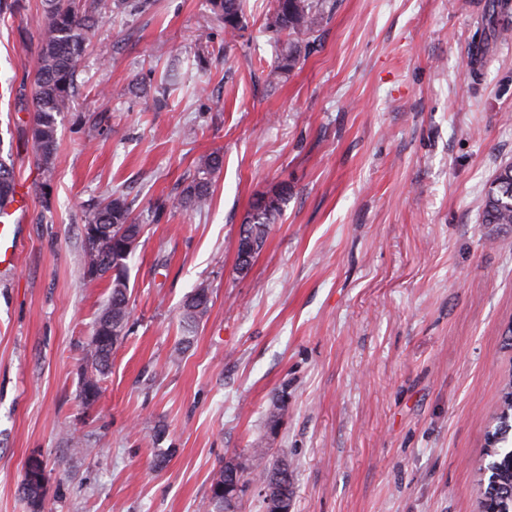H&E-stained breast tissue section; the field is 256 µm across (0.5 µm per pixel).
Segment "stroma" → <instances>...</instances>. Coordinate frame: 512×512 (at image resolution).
Instances as JSON below:
<instances>
[{"mask_svg": "<svg viewBox=\"0 0 512 512\" xmlns=\"http://www.w3.org/2000/svg\"><path fill=\"white\" fill-rule=\"evenodd\" d=\"M41 8L0 17V150L31 186L18 267L0 277V512H205L219 465L257 446L288 459L291 512H480L512 371V230L482 221L512 162V0H337L278 84L270 0H246L232 39L209 0L104 12L48 176L20 85ZM216 149L209 208L172 210ZM279 183L288 204L239 273L251 201ZM117 186L144 232L130 331L88 408L80 369L109 290L83 274L82 224ZM202 282L210 308L187 335ZM33 458L37 508L21 492ZM211 289L205 283H200L194 288L182 306L183 327H194L206 316L211 302ZM203 307L199 309L200 305Z\"/></svg>", "mask_w": 512, "mask_h": 512, "instance_id": "stroma-1", "label": "stroma"}]
</instances>
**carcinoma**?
Returning a JSON list of instances; mask_svg holds the SVG:
<instances>
[{
    "label": "carcinoma",
    "instance_id": "obj_1",
    "mask_svg": "<svg viewBox=\"0 0 512 512\" xmlns=\"http://www.w3.org/2000/svg\"><path fill=\"white\" fill-rule=\"evenodd\" d=\"M214 13L224 22V32L235 37L244 28L243 0H210ZM153 0H43L39 20V50L32 76L34 95L31 103L29 133L35 147L38 168L50 172L59 146L57 118L68 111L77 88L76 62L86 50L84 33L96 16L116 8L130 15L142 14ZM336 0H271L266 29L274 34L276 60L266 80L274 83L288 75L309 53L323 29ZM223 166V155L216 151L198 157L194 173L183 189L171 200L175 211L202 212L209 206L213 175ZM16 176L13 165L0 157V210L15 201ZM288 184L280 183L253 201L241 229L265 244L270 226L288 203ZM483 222L499 229L512 227V163L495 172L485 195ZM143 225L131 216L123 194L112 193L107 200L93 205L85 214L82 233L84 275L91 281L109 278L110 295L99 313L81 365L79 397L91 407L101 393L108 375L112 349L128 335L129 270L124 242L140 236ZM211 289L205 283L194 288L182 306V323L194 327L206 316ZM499 412L488 433L494 443L484 449L489 458L486 468L497 470L496 507L498 512H512V456L507 447L512 433V374L500 388ZM248 469L225 464L213 477L206 512H225L224 482L236 480L241 487L254 483L267 486L279 495L293 496L292 474L288 462L269 454L266 448H253ZM45 478L25 472L22 492L32 505L41 502Z\"/></svg>",
    "mask_w": 512,
    "mask_h": 512
}]
</instances>
